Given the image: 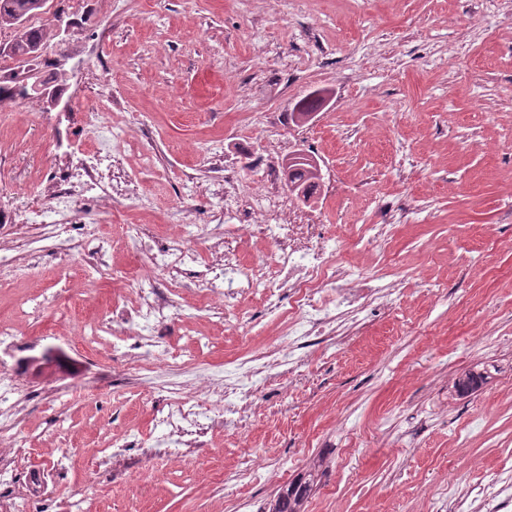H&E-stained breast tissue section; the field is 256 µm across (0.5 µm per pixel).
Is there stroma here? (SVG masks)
Returning a JSON list of instances; mask_svg holds the SVG:
<instances>
[{"label": "stroma", "instance_id": "obj_1", "mask_svg": "<svg viewBox=\"0 0 512 512\" xmlns=\"http://www.w3.org/2000/svg\"><path fill=\"white\" fill-rule=\"evenodd\" d=\"M68 17L66 38L46 44L74 68L68 111L0 104L1 208L40 207L39 189L91 151L107 155L112 187L111 209L82 203L83 221L118 245L105 266L94 243L75 252L0 223L17 257L0 270V322L27 340L11 427L21 480L69 454L48 512L76 500L92 512H263L320 456L306 512H455L450 484L512 467V0H82ZM316 90L323 108L293 124ZM298 149L322 167L311 204L281 179ZM270 193L342 258L397 282L395 300L300 344L292 377L251 389L258 414L197 426L182 461L164 459L174 390L205 398L206 382L247 371L288 322L284 288L272 304L202 302L201 228L277 282L276 245L259 231ZM176 210L190 258L155 276L175 306L161 358L132 371L111 338L83 332L136 300ZM364 224L386 227L370 253ZM469 369L486 381L456 393ZM117 438L130 447L113 457ZM139 484L148 498H133Z\"/></svg>", "mask_w": 512, "mask_h": 512}]
</instances>
